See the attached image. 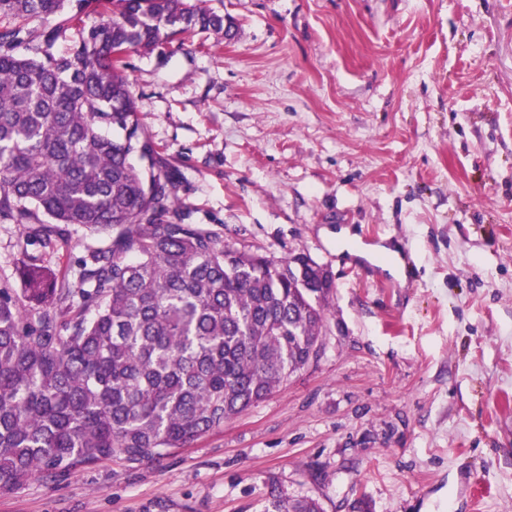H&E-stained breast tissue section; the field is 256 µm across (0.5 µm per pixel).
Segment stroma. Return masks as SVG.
<instances>
[{
  "instance_id": "stroma-1",
  "label": "stroma",
  "mask_w": 512,
  "mask_h": 512,
  "mask_svg": "<svg viewBox=\"0 0 512 512\" xmlns=\"http://www.w3.org/2000/svg\"><path fill=\"white\" fill-rule=\"evenodd\" d=\"M233 34L126 70L182 223L329 268L318 358L160 458L0 495V512H512V0H207ZM0 219L22 253L77 276ZM386 247L402 256L386 268ZM261 512H324V508L313 496L294 495L272 486Z\"/></svg>"
}]
</instances>
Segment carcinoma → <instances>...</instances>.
Returning a JSON list of instances; mask_svg holds the SVG:
<instances>
[{"mask_svg": "<svg viewBox=\"0 0 512 512\" xmlns=\"http://www.w3.org/2000/svg\"><path fill=\"white\" fill-rule=\"evenodd\" d=\"M49 17L63 23L27 28ZM4 19L0 217L49 248L78 227L116 234L84 246L76 281L27 253L23 288L0 281V494L160 457L224 425L319 356L335 288L300 253L178 223L171 182L148 186L135 162L144 133L126 56L196 30L229 37L230 19L204 0H0ZM261 512L324 508L273 487Z\"/></svg>", "mask_w": 512, "mask_h": 512, "instance_id": "obj_1", "label": "carcinoma"}]
</instances>
